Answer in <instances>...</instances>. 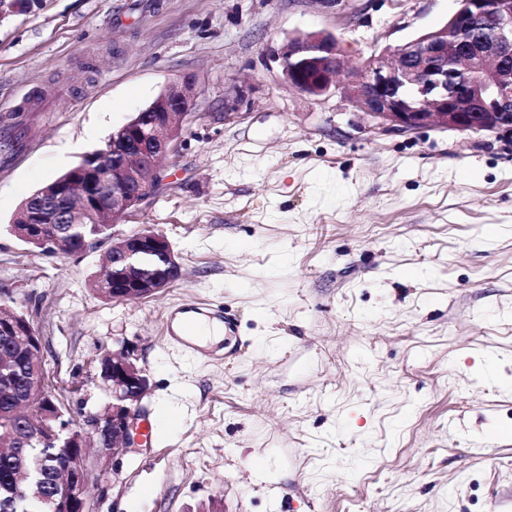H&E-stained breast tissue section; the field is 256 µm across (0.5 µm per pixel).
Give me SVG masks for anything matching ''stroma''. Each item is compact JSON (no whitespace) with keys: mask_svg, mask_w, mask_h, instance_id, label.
I'll use <instances>...</instances> for the list:
<instances>
[{"mask_svg":"<svg viewBox=\"0 0 512 512\" xmlns=\"http://www.w3.org/2000/svg\"><path fill=\"white\" fill-rule=\"evenodd\" d=\"M456 0H26L0 22V289L38 305L47 374L102 412L101 358L131 345L151 445L89 459L94 512H512V138L375 129L343 92L283 80L275 50L323 31L342 82L444 25ZM196 102L150 225L179 280L105 300L102 252L43 255L10 225L181 77ZM227 306L238 354L169 338Z\"/></svg>","mask_w":512,"mask_h":512,"instance_id":"stroma-1","label":"stroma"}]
</instances>
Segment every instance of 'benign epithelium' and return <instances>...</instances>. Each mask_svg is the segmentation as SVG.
Instances as JSON below:
<instances>
[{
	"mask_svg": "<svg viewBox=\"0 0 512 512\" xmlns=\"http://www.w3.org/2000/svg\"><path fill=\"white\" fill-rule=\"evenodd\" d=\"M486 18L492 27L488 36L470 41L456 36L458 30ZM277 56L289 86L310 96L339 88L342 60L334 35L314 32L292 37L280 45ZM347 94L385 132L433 127L512 134V11H497L494 0H459V8L441 27L365 58ZM194 98V79L182 77L177 86L112 132V170H105L98 158L83 159L66 178L25 200L21 208L29 223L36 225L27 240L43 239L44 224H80L97 212L112 214L115 228L146 206L168 179L162 161L175 150ZM112 237L121 240L112 248V266L126 274L125 287L112 289V299L148 298L172 284L166 272L181 265L163 235L144 225L133 235ZM140 253L159 257L163 270L143 274L137 261ZM4 333L22 342L24 361L43 356L42 336L26 316L15 314ZM109 358L112 367L101 366V378L112 393V404L106 412L85 415L82 432L64 420L71 411L53 392L44 365L37 366L39 377L27 381L21 392V403L35 420L25 429L26 441H52L64 457V480L45 487L42 496L52 504V512H93L86 494L89 463L84 432L100 441L101 456L115 462L139 448L148 380L133 349L124 346ZM43 452L42 448L15 452L25 464L27 479L36 486L43 485Z\"/></svg>",
	"mask_w": 512,
	"mask_h": 512,
	"instance_id": "1",
	"label": "benign epithelium"
}]
</instances>
